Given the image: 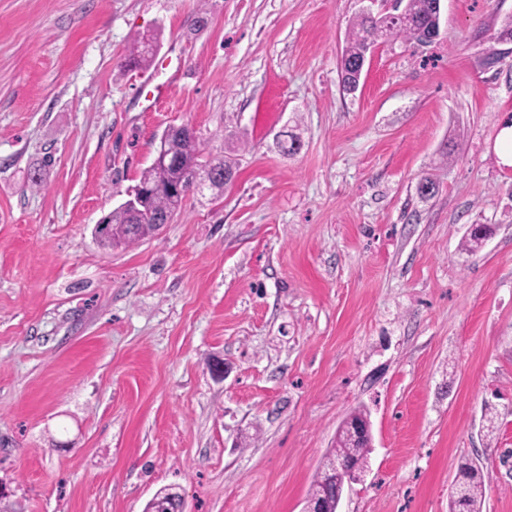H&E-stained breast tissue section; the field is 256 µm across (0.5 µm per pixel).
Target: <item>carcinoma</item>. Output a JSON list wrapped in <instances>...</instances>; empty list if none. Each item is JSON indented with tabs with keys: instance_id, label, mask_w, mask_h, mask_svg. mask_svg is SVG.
I'll list each match as a JSON object with an SVG mask.
<instances>
[{
	"instance_id": "carcinoma-1",
	"label": "carcinoma",
	"mask_w": 512,
	"mask_h": 512,
	"mask_svg": "<svg viewBox=\"0 0 512 512\" xmlns=\"http://www.w3.org/2000/svg\"><path fill=\"white\" fill-rule=\"evenodd\" d=\"M410 25L388 27L380 19L372 16L358 15L352 24L346 45L340 58V75L343 89L350 90L359 83L358 63L367 51L368 45L376 37L390 35L394 38L407 37L417 43L431 35L433 29L439 27V16L434 9L435 0H403ZM168 151L180 157V165L169 166L163 163H152L142 172L138 188H147L153 195L144 199L141 207L146 211L143 220L133 224L129 209L120 206L104 217L110 225V232L98 237L99 244L104 248L128 246L151 237L156 232L153 219L157 215L177 212L181 209L184 197L172 193L169 188L183 183L195 169L207 167L218 170V176L209 180L207 188L219 194L224 190V167L228 163L217 156H206L197 140L188 137L173 138L168 143ZM333 454L337 459L364 467L370 449L362 448L352 437L342 434L336 438ZM461 475L463 494L449 501V512H482L485 498L486 477L480 467L472 466L463 461L458 467ZM177 503L172 489L163 488L156 492L153 499L145 506V512H175Z\"/></svg>"
}]
</instances>
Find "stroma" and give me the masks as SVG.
<instances>
[{
    "instance_id": "obj_1",
    "label": "stroma",
    "mask_w": 512,
    "mask_h": 512,
    "mask_svg": "<svg viewBox=\"0 0 512 512\" xmlns=\"http://www.w3.org/2000/svg\"><path fill=\"white\" fill-rule=\"evenodd\" d=\"M358 12L0 0L1 504L143 512L166 486L186 512H303L361 410L373 449L339 512H448L465 457L483 512H512V0H444L432 43L379 41L348 93ZM145 36L152 61L127 66ZM171 125L232 181L101 247Z\"/></svg>"
}]
</instances>
